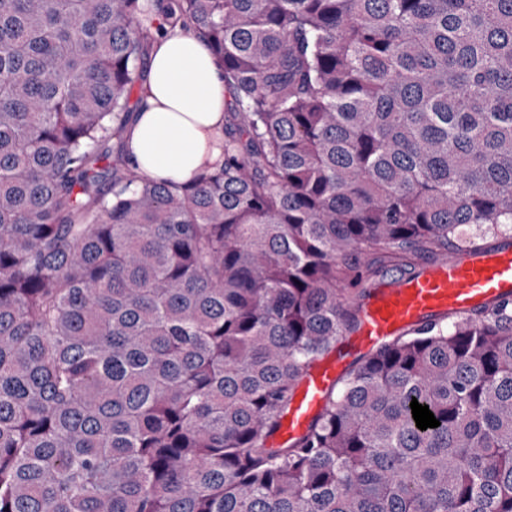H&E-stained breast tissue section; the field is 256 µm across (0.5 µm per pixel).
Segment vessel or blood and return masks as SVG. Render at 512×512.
Instances as JSON below:
<instances>
[{"instance_id": "1", "label": "vessel or blood", "mask_w": 512, "mask_h": 512, "mask_svg": "<svg viewBox=\"0 0 512 512\" xmlns=\"http://www.w3.org/2000/svg\"><path fill=\"white\" fill-rule=\"evenodd\" d=\"M512 301V247L453 255L411 276L379 285L366 297L361 324L344 352L315 365L296 393L277 435L301 436L323 410L350 354L382 346L448 314L465 315Z\"/></svg>"}]
</instances>
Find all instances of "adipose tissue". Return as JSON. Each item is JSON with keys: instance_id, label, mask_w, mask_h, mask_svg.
Returning a JSON list of instances; mask_svg holds the SVG:
<instances>
[{"instance_id": "obj_1", "label": "adipose tissue", "mask_w": 512, "mask_h": 512, "mask_svg": "<svg viewBox=\"0 0 512 512\" xmlns=\"http://www.w3.org/2000/svg\"><path fill=\"white\" fill-rule=\"evenodd\" d=\"M127 154L148 178L187 180L224 160V71L205 39L175 28L144 60Z\"/></svg>"}]
</instances>
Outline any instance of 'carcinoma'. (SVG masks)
Listing matches in <instances>:
<instances>
[{
  "mask_svg": "<svg viewBox=\"0 0 512 512\" xmlns=\"http://www.w3.org/2000/svg\"><path fill=\"white\" fill-rule=\"evenodd\" d=\"M156 15L231 98L182 183L126 152ZM507 230L512 0H0V512H512V302L355 358L269 445L361 256Z\"/></svg>",
  "mask_w": 512,
  "mask_h": 512,
  "instance_id": "carcinoma-1",
  "label": "carcinoma"
}]
</instances>
